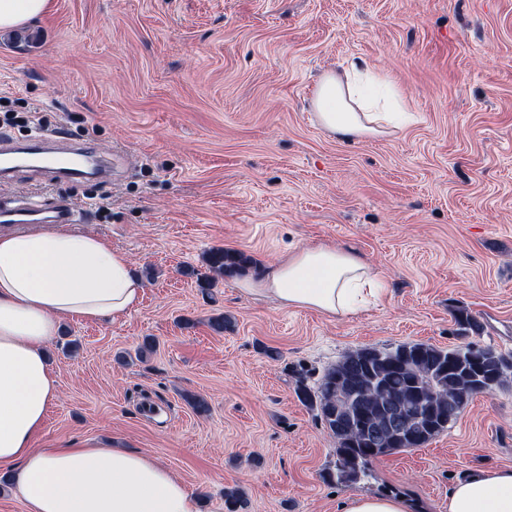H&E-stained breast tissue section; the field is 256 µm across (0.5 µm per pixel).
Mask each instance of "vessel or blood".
Here are the masks:
<instances>
[{
  "label": "vessel or blood",
  "instance_id": "b4317fda",
  "mask_svg": "<svg viewBox=\"0 0 512 512\" xmlns=\"http://www.w3.org/2000/svg\"><path fill=\"white\" fill-rule=\"evenodd\" d=\"M22 151L14 138L0 136V178L12 169ZM31 151L40 171L49 177L68 179H106L112 175L110 161L97 156L87 144L67 145L60 135L41 136ZM79 209L71 204L51 205L47 201L0 200V222L5 224H75Z\"/></svg>",
  "mask_w": 512,
  "mask_h": 512
}]
</instances>
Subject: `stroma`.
Instances as JSON below:
<instances>
[{"label":"stroma","mask_w":512,"mask_h":512,"mask_svg":"<svg viewBox=\"0 0 512 512\" xmlns=\"http://www.w3.org/2000/svg\"><path fill=\"white\" fill-rule=\"evenodd\" d=\"M23 28L37 40L0 28V129L90 142L113 174L50 181L23 164L7 190L77 206L79 230L145 285L121 320L62 323L41 443L114 439L200 512H225L228 490L246 512H338L354 494L448 512L458 480L512 467V382L348 485L326 481L336 442L295 393L299 373L315 382L365 347L512 353V0H51ZM353 64L386 77L411 122L356 143L322 131L318 82ZM321 243L369 263L375 305L335 319L242 295L233 274L197 280L216 248L256 276Z\"/></svg>","instance_id":"1"}]
</instances>
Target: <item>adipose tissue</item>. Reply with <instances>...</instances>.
<instances>
[{
	"label": "adipose tissue",
	"mask_w": 512,
	"mask_h": 512,
	"mask_svg": "<svg viewBox=\"0 0 512 512\" xmlns=\"http://www.w3.org/2000/svg\"><path fill=\"white\" fill-rule=\"evenodd\" d=\"M351 66L325 74L314 100L328 135L358 142L387 135L400 116L378 110ZM240 293L330 318L358 312L379 283L354 251L319 245L287 254ZM144 284L123 251L61 226L0 233V463L14 464V490L28 512H198L197 498L143 453L91 439L36 447L58 395L44 348L66 319L122 318ZM448 512H512V469L458 482Z\"/></svg>",
	"instance_id": "1"
}]
</instances>
